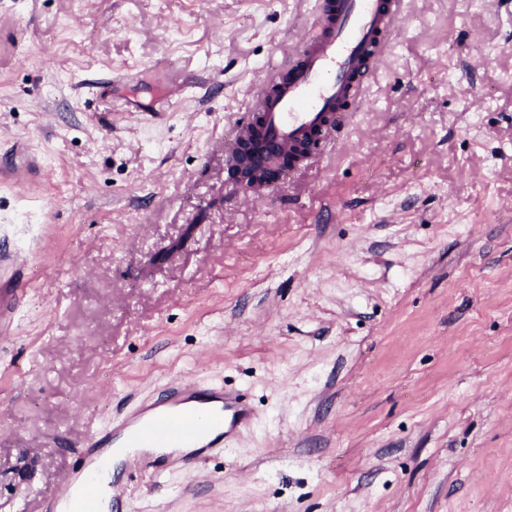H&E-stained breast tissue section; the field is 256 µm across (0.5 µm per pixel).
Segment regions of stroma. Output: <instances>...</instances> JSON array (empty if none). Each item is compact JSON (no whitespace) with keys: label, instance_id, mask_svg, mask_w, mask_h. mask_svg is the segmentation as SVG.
I'll use <instances>...</instances> for the list:
<instances>
[{"label":"stroma","instance_id":"35a3bbf8","mask_svg":"<svg viewBox=\"0 0 512 512\" xmlns=\"http://www.w3.org/2000/svg\"><path fill=\"white\" fill-rule=\"evenodd\" d=\"M313 3L0 0V512L181 376L249 422L112 512H512V14L403 0L368 104L256 196L225 118ZM172 72L205 98L146 121ZM24 270L11 263L8 256L0 255V317L5 318L25 293Z\"/></svg>","mask_w":512,"mask_h":512}]
</instances>
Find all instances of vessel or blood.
I'll return each instance as SVG.
<instances>
[{
  "instance_id": "b4317fda",
  "label": "vessel or blood",
  "mask_w": 512,
  "mask_h": 512,
  "mask_svg": "<svg viewBox=\"0 0 512 512\" xmlns=\"http://www.w3.org/2000/svg\"><path fill=\"white\" fill-rule=\"evenodd\" d=\"M402 0H317L312 32L296 51L285 75L260 83L246 124L237 136L258 130L265 150L258 163L273 166L282 155L302 165L339 137L352 114L368 100L385 42L401 15ZM25 293L24 270L0 255V317ZM251 415L240 396L223 388L200 389L190 380L171 383L165 394L141 405L108 432L85 431L77 443L73 480L52 496V507L92 512L100 479L110 468L116 442L128 448H179L182 469L194 472L210 448L221 447Z\"/></svg>"
}]
</instances>
